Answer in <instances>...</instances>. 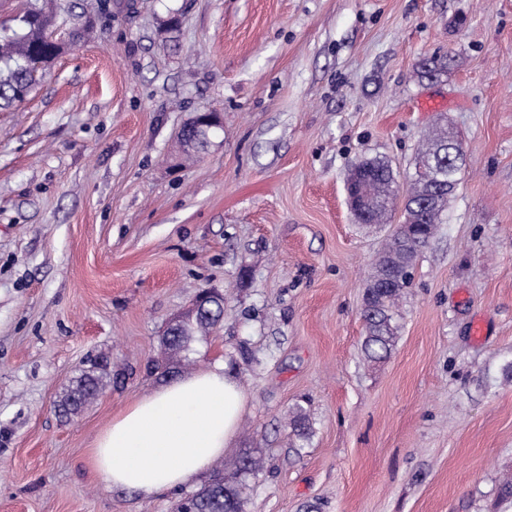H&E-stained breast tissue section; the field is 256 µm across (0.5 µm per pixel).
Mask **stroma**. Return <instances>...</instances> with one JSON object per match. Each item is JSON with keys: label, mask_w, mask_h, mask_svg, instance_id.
Segmentation results:
<instances>
[{"label": "stroma", "mask_w": 512, "mask_h": 512, "mask_svg": "<svg viewBox=\"0 0 512 512\" xmlns=\"http://www.w3.org/2000/svg\"><path fill=\"white\" fill-rule=\"evenodd\" d=\"M100 3L52 0L63 50L0 112V512H172L193 487L114 489L88 453L128 403L219 361L248 401L199 484L241 481L243 512H512V0ZM435 55L447 72L418 77ZM210 111L217 136L177 162ZM442 127L458 187L370 364L363 293L404 207L357 223L347 173L405 176ZM207 289L222 321L164 363L168 319ZM102 357L98 396L61 416Z\"/></svg>", "instance_id": "1"}]
</instances>
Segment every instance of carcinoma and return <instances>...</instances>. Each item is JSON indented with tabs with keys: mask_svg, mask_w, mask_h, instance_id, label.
Wrapping results in <instances>:
<instances>
[{
	"mask_svg": "<svg viewBox=\"0 0 512 512\" xmlns=\"http://www.w3.org/2000/svg\"><path fill=\"white\" fill-rule=\"evenodd\" d=\"M52 17L30 3L8 21L0 22V111L16 109L34 87L29 64L40 61L49 65L61 53L62 45L50 41L46 33ZM448 69L444 57H432L420 65L419 74L437 76ZM452 142L442 133L428 138L426 147L415 157L414 172L406 188L405 221L390 235L372 263V272L365 289L362 317L365 337L364 357L381 362L392 354L398 325L395 315L412 280L413 270L421 252L436 236L441 216L448 205V182H457L448 173V156ZM358 164L376 171L371 201L377 207L375 217L382 221L389 211L399 187L390 168L379 161L361 159ZM210 313L199 315L164 337L165 349L172 355L185 351L191 337L205 335L216 327L224 313L217 303L209 305ZM103 387L100 364H93L81 374L60 401L59 408L74 414L93 399ZM290 437L305 439L309 434L306 414L297 406L289 413ZM176 512H242L239 485L216 476L201 490L179 500Z\"/></svg>",
	"mask_w": 512,
	"mask_h": 512,
	"instance_id": "cac0c4a2",
	"label": "carcinoma"
}]
</instances>
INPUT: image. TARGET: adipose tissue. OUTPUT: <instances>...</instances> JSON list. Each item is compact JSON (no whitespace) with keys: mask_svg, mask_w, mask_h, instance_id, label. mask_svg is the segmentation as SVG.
Segmentation results:
<instances>
[{"mask_svg":"<svg viewBox=\"0 0 512 512\" xmlns=\"http://www.w3.org/2000/svg\"><path fill=\"white\" fill-rule=\"evenodd\" d=\"M247 395L215 363L131 402L96 438L91 464L110 487L151 496L192 484L234 441Z\"/></svg>","mask_w":512,"mask_h":512,"instance_id":"adipose-tissue-1","label":"adipose tissue"}]
</instances>
